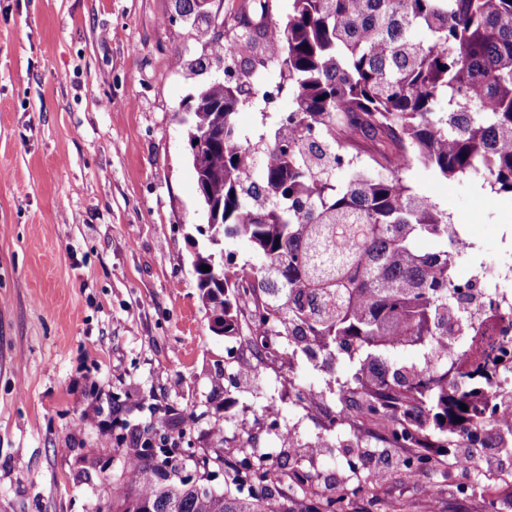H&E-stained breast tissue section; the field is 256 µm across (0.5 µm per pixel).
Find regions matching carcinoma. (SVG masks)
Instances as JSON below:
<instances>
[{
	"label": "carcinoma",
	"mask_w": 512,
	"mask_h": 512,
	"mask_svg": "<svg viewBox=\"0 0 512 512\" xmlns=\"http://www.w3.org/2000/svg\"><path fill=\"white\" fill-rule=\"evenodd\" d=\"M177 17L203 36L197 0H174ZM224 79L192 98L187 140L209 133L194 167L212 240L246 239L261 263L196 256L197 287L222 313L226 336H284L291 357L333 368L360 359L334 380L339 401L365 403L403 448L482 447L477 388L490 382L491 337L452 284L455 232L438 204L415 193L405 172L418 164L447 180L470 176L512 200V0H291L282 21L270 0H249L242 28L223 50ZM278 68L277 91L291 105L262 133L235 116L271 99L248 81ZM375 143L365 171L336 178L333 153L353 139ZM446 240L421 253L418 236ZM210 267L206 272L201 266ZM465 329L467 358L441 351ZM417 347L423 361L395 367L387 351ZM467 409H462L461 405ZM106 512H276L288 510L283 479L264 461L232 466L224 490L179 476L178 456L157 460L136 440ZM346 493L307 512H337Z\"/></svg>",
	"instance_id": "cac0c4a2"
}]
</instances>
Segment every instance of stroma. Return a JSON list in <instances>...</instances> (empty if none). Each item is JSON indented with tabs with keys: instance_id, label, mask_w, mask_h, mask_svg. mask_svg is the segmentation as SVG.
Listing matches in <instances>:
<instances>
[{
	"instance_id": "obj_1",
	"label": "stroma",
	"mask_w": 512,
	"mask_h": 512,
	"mask_svg": "<svg viewBox=\"0 0 512 512\" xmlns=\"http://www.w3.org/2000/svg\"><path fill=\"white\" fill-rule=\"evenodd\" d=\"M173 0H0V512H105L126 448H185L194 470L210 449L227 463L247 439L282 463L280 434L333 439L331 453L290 463L302 492L351 491L343 512H512V460L497 434L480 472L433 462L416 479L411 451L357 410L352 447L330 433L328 408L300 405L293 386L347 377L305 359L255 354L215 332L200 297L196 254L255 261L244 240L211 242L187 148L184 106L221 77ZM452 225H468L478 256L512 255V203L422 166L406 173ZM256 367L257 378L238 365ZM221 435H213L214 423ZM389 461L392 480L371 484Z\"/></svg>"
}]
</instances>
